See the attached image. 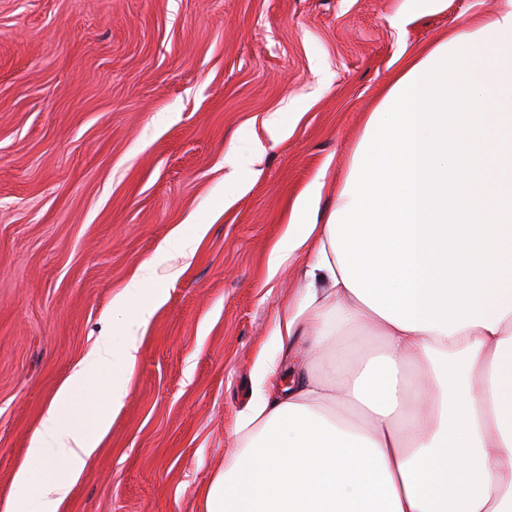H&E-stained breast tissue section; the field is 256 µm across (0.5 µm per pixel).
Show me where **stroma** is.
Here are the masks:
<instances>
[{"instance_id":"stroma-1","label":"stroma","mask_w":512,"mask_h":512,"mask_svg":"<svg viewBox=\"0 0 512 512\" xmlns=\"http://www.w3.org/2000/svg\"><path fill=\"white\" fill-rule=\"evenodd\" d=\"M512 0H0V507L58 389L164 288L127 394L58 512H200L300 280L295 198L336 202L400 68ZM279 113L284 133L266 121ZM257 179L225 175L226 151ZM201 224L187 247L176 229Z\"/></svg>"}]
</instances>
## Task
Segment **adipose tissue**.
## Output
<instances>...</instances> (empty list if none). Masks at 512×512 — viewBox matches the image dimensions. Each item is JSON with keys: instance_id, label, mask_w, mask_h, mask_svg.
<instances>
[{"instance_id": "obj_1", "label": "adipose tissue", "mask_w": 512, "mask_h": 512, "mask_svg": "<svg viewBox=\"0 0 512 512\" xmlns=\"http://www.w3.org/2000/svg\"><path fill=\"white\" fill-rule=\"evenodd\" d=\"M317 193L271 259L303 274L255 368L294 371L238 416L202 512H512V10L406 64L326 215ZM163 298L144 281L115 298L120 336L58 390L0 512H57L126 395L105 370L134 367Z\"/></svg>"}]
</instances>
